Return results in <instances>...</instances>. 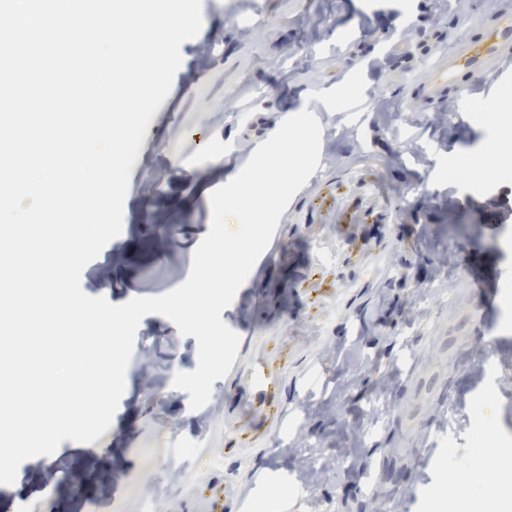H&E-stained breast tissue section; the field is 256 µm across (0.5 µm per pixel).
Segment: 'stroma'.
I'll list each match as a JSON object with an SVG mask.
<instances>
[{"instance_id": "1", "label": "stroma", "mask_w": 512, "mask_h": 512, "mask_svg": "<svg viewBox=\"0 0 512 512\" xmlns=\"http://www.w3.org/2000/svg\"><path fill=\"white\" fill-rule=\"evenodd\" d=\"M512 0H202L172 91L131 170L122 231L81 275L121 304L188 277L210 229V191L302 110L322 126L320 162L282 214L271 259L222 320L248 323L237 359L271 381L254 399L235 376L198 410L175 389L197 340L157 314L136 333L133 378L95 442L63 441L0 485V512H429L449 469L466 470L492 403L512 441V169L450 173L480 159L494 126L472 108L512 96L484 75L442 102L419 87L427 58L477 35ZM467 100L469 111L457 109ZM385 211L359 222L361 208ZM180 248L161 250L166 226ZM290 485L255 493L269 472Z\"/></svg>"}]
</instances>
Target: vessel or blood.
I'll return each mask as SVG.
<instances>
[{
    "label": "vessel or blood",
    "mask_w": 512,
    "mask_h": 512,
    "mask_svg": "<svg viewBox=\"0 0 512 512\" xmlns=\"http://www.w3.org/2000/svg\"><path fill=\"white\" fill-rule=\"evenodd\" d=\"M512 57V11H500L494 22L474 38L459 42L452 53H433L420 94L429 102L445 100L461 74L497 72L504 59Z\"/></svg>",
    "instance_id": "1"
}]
</instances>
